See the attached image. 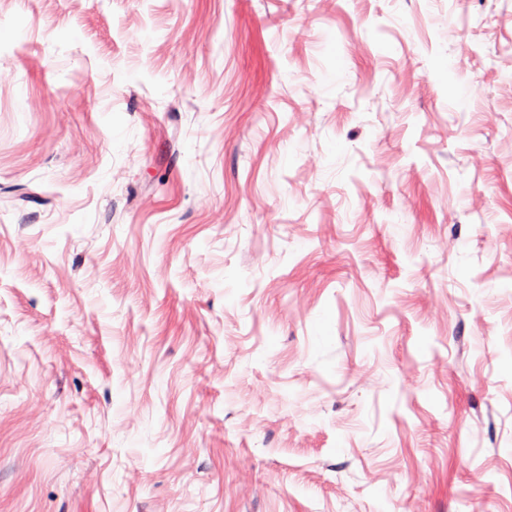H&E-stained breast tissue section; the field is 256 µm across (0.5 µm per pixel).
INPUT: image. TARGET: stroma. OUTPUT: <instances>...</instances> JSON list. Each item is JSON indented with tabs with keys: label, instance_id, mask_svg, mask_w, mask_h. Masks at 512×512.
<instances>
[{
	"label": "stroma",
	"instance_id": "stroma-1",
	"mask_svg": "<svg viewBox=\"0 0 512 512\" xmlns=\"http://www.w3.org/2000/svg\"><path fill=\"white\" fill-rule=\"evenodd\" d=\"M0 512H512V0H0ZM6 201L12 203L13 206L19 207L30 201H41L43 204L52 202L56 194L37 185L30 183H19L6 186L3 189Z\"/></svg>",
	"mask_w": 512,
	"mask_h": 512
}]
</instances>
